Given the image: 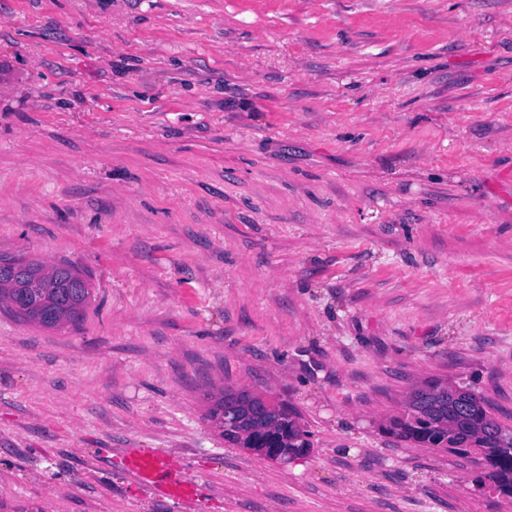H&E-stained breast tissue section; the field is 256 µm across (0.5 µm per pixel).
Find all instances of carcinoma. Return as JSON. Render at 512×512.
Instances as JSON below:
<instances>
[{
	"label": "carcinoma",
	"mask_w": 512,
	"mask_h": 512,
	"mask_svg": "<svg viewBox=\"0 0 512 512\" xmlns=\"http://www.w3.org/2000/svg\"><path fill=\"white\" fill-rule=\"evenodd\" d=\"M63 263L50 267L36 282L22 288H0V301L24 298L32 304L15 316L26 323L44 325L41 315L49 312L61 325L77 324L91 296V288H73ZM288 445V458H299L310 451L309 431L289 412L270 419ZM386 431L402 440L425 448L444 449L458 456H481L485 477L499 494L512 497V426L500 423L487 408L485 399L467 387L435 382L413 391L406 410L389 420Z\"/></svg>",
	"instance_id": "cac0c4a2"
}]
</instances>
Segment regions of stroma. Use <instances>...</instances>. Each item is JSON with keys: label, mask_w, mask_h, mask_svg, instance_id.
<instances>
[{"label": "stroma", "mask_w": 512, "mask_h": 512, "mask_svg": "<svg viewBox=\"0 0 512 512\" xmlns=\"http://www.w3.org/2000/svg\"><path fill=\"white\" fill-rule=\"evenodd\" d=\"M0 512H512L385 431L432 381L512 425V0H0ZM302 458L225 443V389ZM197 486H132L131 452ZM69 263L51 266L36 282L23 283V288H0V301L9 298H24L34 306L26 312H13L16 317L26 323L37 326L56 327L55 323L42 322V313L49 312L60 320L62 327L66 324H77L91 296L90 284L83 288H72L68 283ZM74 303L77 306H74ZM269 421L276 425L282 442L288 445V459L303 457L309 453V431L304 429L295 413L288 410L286 415L271 418Z\"/></svg>", "instance_id": "1"}]
</instances>
